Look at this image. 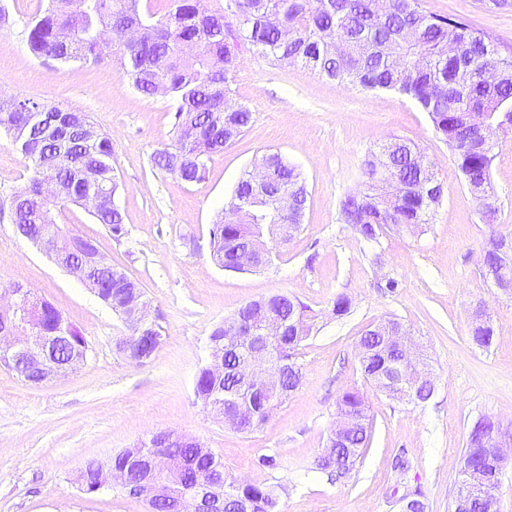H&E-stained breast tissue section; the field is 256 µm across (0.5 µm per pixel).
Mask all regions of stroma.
Wrapping results in <instances>:
<instances>
[{"label":"stroma","instance_id":"stroma-1","mask_svg":"<svg viewBox=\"0 0 512 512\" xmlns=\"http://www.w3.org/2000/svg\"><path fill=\"white\" fill-rule=\"evenodd\" d=\"M48 0H0V88L88 115L112 140L118 203L127 230L113 238L83 208L59 223L93 238L109 263L142 288L166 341L152 360L129 362L116 351L127 329L75 277L54 266L0 218V282L21 284L58 308L88 346L73 373L35 387L0 368V512H146L120 489L81 490L83 463L106 461L146 434L172 429L199 438L226 473L282 488L284 512H399L404 495L421 493L426 512H451L462 478L463 450L475 422L491 417L512 431V298L494 294L478 274L491 232H512V129L493 150V216L462 184L448 145L428 113L399 92L347 87L246 47L230 84L247 106L246 132L207 163L202 181L186 184L153 167V154L175 138L169 96H146L129 84L119 60L66 65L38 59L28 28ZM425 11L464 19L512 55V7L486 0H420ZM415 142L443 188L424 233L386 232L367 246L340 219L344 196L361 186L365 162L394 138ZM280 153L306 179L308 202L299 232L257 272L217 266L210 229L244 171ZM29 161L0 137V199L24 187ZM398 287L387 291L386 280ZM285 294L310 306L315 329L301 347L304 378L267 422L240 432L210 414L194 395L215 326L252 300ZM347 297L349 314L335 317ZM484 306L494 336L470 338L474 309ZM403 323L435 378L421 404L390 399L364 386L357 344L368 328ZM363 387L373 418L369 447L349 478H311L336 423V402ZM270 456L275 467L259 465ZM405 457V474L392 469Z\"/></svg>","mask_w":512,"mask_h":512}]
</instances>
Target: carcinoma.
I'll return each mask as SVG.
<instances>
[{
  "label": "carcinoma",
  "mask_w": 512,
  "mask_h": 512,
  "mask_svg": "<svg viewBox=\"0 0 512 512\" xmlns=\"http://www.w3.org/2000/svg\"><path fill=\"white\" fill-rule=\"evenodd\" d=\"M88 8L72 13L69 0H50L45 13L33 20L27 36L30 53L52 58L62 64H99L110 56L109 34L115 18L140 23L142 39L118 49L130 84L139 93L152 96L162 87L173 100L175 142L155 152L153 165L184 182H199L206 172V161L224 146L240 137L252 121V112L237 103L225 108L230 97V78L237 67L239 45L224 43V29L236 24L243 40L265 57L299 63L315 74L340 84L363 89L396 90L415 100L432 120L436 133L454 151L455 163L468 188L482 194L474 199L491 209L490 166L500 131L512 128V57L501 56L496 48L459 18L425 11L420 0H226L224 10L200 16L195 0H172L170 10L160 19L143 10L141 0H87ZM457 52L448 55V39ZM46 112L54 114L49 127L39 125ZM485 118L483 140H472L466 122L475 113ZM88 117L30 98H0V132L12 147L31 163L28 184L12 192L9 209L21 211L19 222L35 230L37 224H53L56 211L78 204L89 187L100 189L105 200L92 216L108 227L115 237L125 234L124 212L116 202L119 189L112 167V140L101 134L84 142L76 132L78 121ZM400 149L390 160V170L406 183L402 194L389 190V182L374 176L365 164L367 178L364 202L349 194L341 204V220L353 226L367 243H379V235L390 225L411 232L423 231L431 223L442 197V187L434 173H423L416 165L420 149L412 142L398 140ZM177 155L182 165L174 168L169 157ZM272 173L292 206L288 215L271 219L269 207L247 205L250 182L238 181L233 196L243 203V219L228 226L213 225L210 242L213 259L225 266L236 264L239 248L259 224H300L308 201L301 172L280 153L266 154ZM54 180L58 191L55 208L42 196V185ZM97 298L113 312L133 280L122 270L110 267L101 272ZM36 302L40 331L56 336L60 330L69 337L56 349L61 360L69 358L72 345L84 339L62 313L46 300ZM277 311L288 330L273 344L274 356L297 364L296 351L313 330L307 306L282 294ZM234 318L224 320L210 334V351L222 354L224 375H211L202 368L196 377L194 393L203 406L219 416L231 406L237 371L233 354L225 350L224 330ZM128 334L119 338L129 353L148 350V331L126 322ZM365 381L379 391L384 388L372 373L378 367L376 353L383 349V338L367 329L358 342ZM337 412L356 416L363 426L353 430L336 450V464L315 462L316 472L333 481L346 477L363 459L371 439L368 405L357 389L347 390L337 402ZM495 423L487 417L474 425L463 454L462 473H479L488 466L486 449L474 446L488 437ZM179 473L170 497L152 502L154 512H170L171 501L185 487L204 483L224 462L210 448L174 444L171 449ZM103 463L90 460L79 475L86 493L98 492ZM224 503L229 508L237 498L249 501L252 512H283V504L273 486L243 484L223 476Z\"/></svg>",
  "instance_id": "1"
}]
</instances>
